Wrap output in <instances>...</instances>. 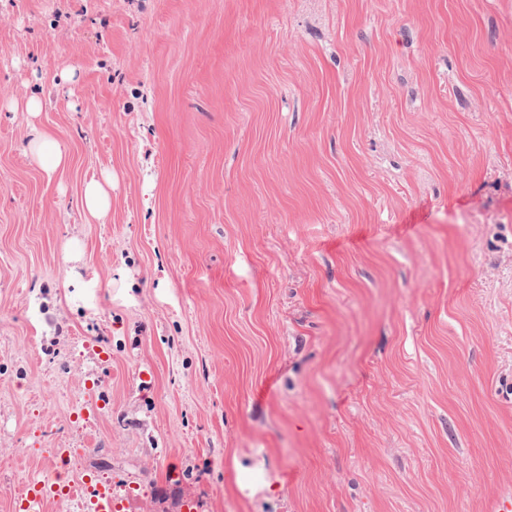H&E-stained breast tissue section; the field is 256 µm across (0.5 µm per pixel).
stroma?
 <instances>
[{"label": "stroma", "mask_w": 512, "mask_h": 512, "mask_svg": "<svg viewBox=\"0 0 512 512\" xmlns=\"http://www.w3.org/2000/svg\"><path fill=\"white\" fill-rule=\"evenodd\" d=\"M57 471L124 512L512 492V0H0V512ZM29 152L33 161L52 180L58 173L64 172L70 165V155L53 137L37 133L29 143ZM112 207V174L107 172L102 180L91 179L83 190V208L91 220H102Z\"/></svg>", "instance_id": "35a3bbf8"}]
</instances>
